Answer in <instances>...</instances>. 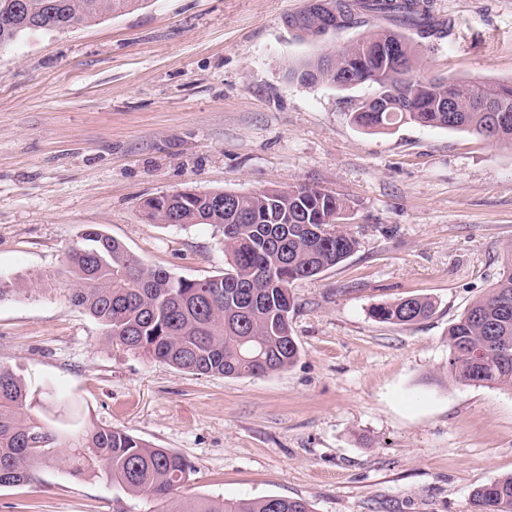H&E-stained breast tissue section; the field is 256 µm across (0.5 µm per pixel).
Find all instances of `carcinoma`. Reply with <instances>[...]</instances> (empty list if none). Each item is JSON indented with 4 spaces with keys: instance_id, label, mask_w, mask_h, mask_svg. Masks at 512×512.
I'll return each instance as SVG.
<instances>
[{
    "instance_id": "obj_1",
    "label": "carcinoma",
    "mask_w": 512,
    "mask_h": 512,
    "mask_svg": "<svg viewBox=\"0 0 512 512\" xmlns=\"http://www.w3.org/2000/svg\"><path fill=\"white\" fill-rule=\"evenodd\" d=\"M0 0V48L26 32L56 30L93 22L108 13L141 7L145 0H25L17 11ZM387 14L402 29L422 39L442 34L429 0H313L296 22L309 36L355 27L363 14ZM399 31L383 30L357 39L339 51L325 50L288 67V77L331 84L336 70L350 72L358 84L383 91L402 80L416 90L411 112H362L354 122L367 130L396 124L467 131L512 148V81L462 82L421 74L419 45L406 39L402 54L416 67L398 77L386 48ZM468 88L508 111L502 129L491 115L477 112L460 96L459 111L442 110L448 95ZM224 192L184 191L168 201L148 199L146 220L159 224H211L223 235L228 268L204 279L176 278L144 264L121 242L90 228L79 246L82 255L66 254L61 275L69 300L105 329L114 348L164 362L200 375L262 377L291 367L299 347L291 332L296 307L292 285L315 277L353 255L359 242L340 221L345 202L318 188L299 185L235 195L231 205L210 197ZM320 230L310 236L306 226ZM435 312L434 302L406 297L372 307L383 323L407 325ZM448 374L456 382L512 389V257L490 292L475 301L448 328ZM67 445L68 455L58 448ZM67 463L78 475L101 478L144 512H313L305 499L269 495L226 501L220 497L183 499L178 492L194 474L183 456L156 448L119 427L86 419L77 401L57 410L29 398L27 383L0 365V488L33 480L34 469ZM474 512H512V475L474 490Z\"/></svg>"
}]
</instances>
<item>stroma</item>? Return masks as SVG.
<instances>
[{"mask_svg":"<svg viewBox=\"0 0 512 512\" xmlns=\"http://www.w3.org/2000/svg\"><path fill=\"white\" fill-rule=\"evenodd\" d=\"M309 0H147L0 49V363L36 398L81 400L89 419L192 463L182 494L279 495L314 512H472L471 492L512 474V390L448 375V328L486 295L512 247V149L416 124L369 132L349 91L288 78L294 60L390 29L301 37ZM449 38L422 72L512 80V0H433ZM307 184L342 198L357 251L293 284L300 355L264 377L195 375L109 347L62 290L68 247L96 228L176 277L223 272L209 224H154L148 198ZM436 304L413 325L379 302ZM0 512H140L104 480L39 467L0 489ZM435 312L434 302L424 297H406L372 307V316L383 323L407 325L424 321Z\"/></svg>","mask_w":512,"mask_h":512,"instance_id":"obj_1","label":"stroma"}]
</instances>
